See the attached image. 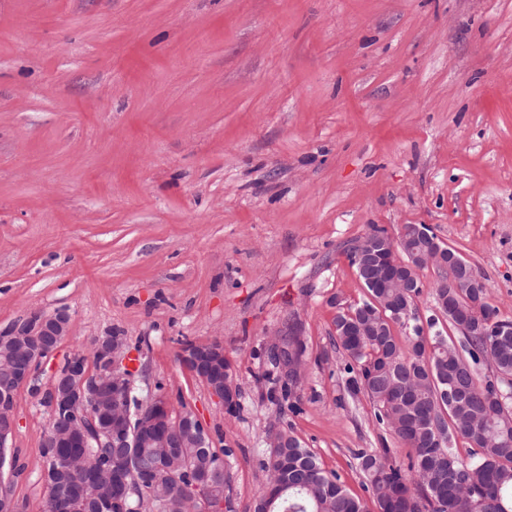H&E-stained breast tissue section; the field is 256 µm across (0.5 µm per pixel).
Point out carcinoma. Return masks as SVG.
Wrapping results in <instances>:
<instances>
[{"instance_id":"carcinoma-1","label":"carcinoma","mask_w":512,"mask_h":512,"mask_svg":"<svg viewBox=\"0 0 512 512\" xmlns=\"http://www.w3.org/2000/svg\"><path fill=\"white\" fill-rule=\"evenodd\" d=\"M368 297L335 318L336 345L346 360L352 395L363 393L372 403L379 426L412 449L407 467L391 463L390 449L361 450L358 467L377 512H458L467 500L479 512H512V320L500 317L487 288H435L433 314L422 317L416 297L397 288H374L358 274ZM457 305L448 308V294ZM458 332V338L448 330ZM491 353L493 375L478 371ZM466 388V397L448 404L453 387ZM288 459L284 470L267 458L266 483L285 485L273 512L287 507L297 512H369L367 503L351 495L338 476L324 470L313 452L285 430ZM470 450L461 457L457 438ZM85 456V476L102 483L101 466L123 461L132 465L127 476L140 477L133 458L155 462L154 448L114 450L94 440L77 441L68 450L42 453L50 476L67 451ZM174 470L202 469L195 449H183ZM214 493L224 497L228 474L224 449H213L210 461ZM159 512H192L194 504L163 481L151 491Z\"/></svg>"}]
</instances>
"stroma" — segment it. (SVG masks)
<instances>
[{"mask_svg":"<svg viewBox=\"0 0 512 512\" xmlns=\"http://www.w3.org/2000/svg\"><path fill=\"white\" fill-rule=\"evenodd\" d=\"M373 224L430 227L512 319V0H0V329L69 313L43 381L125 336L142 389L229 449L224 512H253L277 427L362 499L357 450L407 462L335 340ZM292 324L294 412L267 361ZM213 340L232 414L179 361ZM47 422L22 390L1 469L20 512L43 509Z\"/></svg>","mask_w":512,"mask_h":512,"instance_id":"35a3bbf8","label":"stroma"}]
</instances>
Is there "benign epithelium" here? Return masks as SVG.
<instances>
[{"label":"benign epithelium","mask_w":512,"mask_h":512,"mask_svg":"<svg viewBox=\"0 0 512 512\" xmlns=\"http://www.w3.org/2000/svg\"><path fill=\"white\" fill-rule=\"evenodd\" d=\"M421 231L400 229L399 233L385 241L389 250L392 269L377 265L373 270V281L379 285L386 283L392 288H419L420 273L424 268H432L443 274L456 268L458 279L448 282L450 287H469L473 275L457 256L441 248H426L414 252L418 263L406 261L399 250L406 249L409 240L419 238ZM71 333V316L64 310L52 312L37 310L26 317L14 321L8 331L0 333V348L21 356L29 366L14 365L12 359L0 361V367L10 372L11 390L0 395V446L7 445L16 427V397L31 385L37 369L40 368L62 341ZM303 339L301 330L295 326L288 334H276L269 341L268 359L278 372V379L290 389H295L303 379ZM180 359L190 369L195 378L203 382L209 391L219 399L224 394L235 395L236 381L224 377V345L219 342L196 344L183 348ZM127 341L123 336L105 332L93 338L88 351L71 353L49 379L52 384V406L48 410V430L45 443L58 445L78 435L87 440L95 438L105 448H128L131 437L152 441L155 447L171 454L181 447L176 435L189 434L194 440L199 454H210L213 442L203 424L193 411L183 405L175 408L170 398L159 393L146 399L140 411L137 430H132L129 415L115 406L120 397L128 392L130 368L127 363ZM95 362V368L88 367ZM100 401L112 397V421L103 425L96 422V414L87 405L88 397ZM191 490L194 498L201 502L197 512H221L224 500H215L204 484L196 482ZM128 492V483L119 474L105 485L92 488L88 497L81 501L80 510L91 512V507L104 501L122 498ZM0 512H18V504L13 494L11 482H0Z\"/></svg>","instance_id":"obj_1"}]
</instances>
